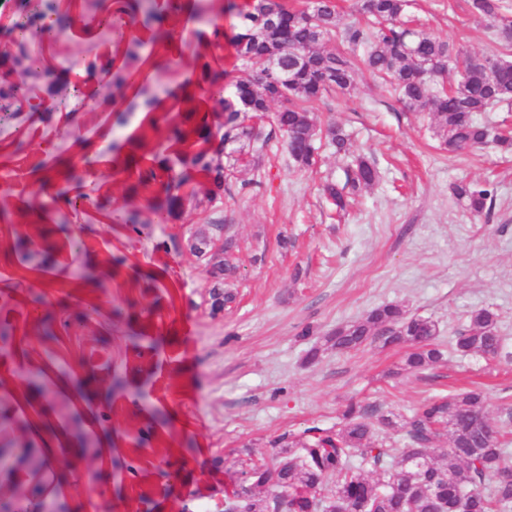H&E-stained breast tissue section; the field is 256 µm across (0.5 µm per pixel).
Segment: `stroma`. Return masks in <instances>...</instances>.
Segmentation results:
<instances>
[{
	"label": "stroma",
	"mask_w": 512,
	"mask_h": 512,
	"mask_svg": "<svg viewBox=\"0 0 512 512\" xmlns=\"http://www.w3.org/2000/svg\"><path fill=\"white\" fill-rule=\"evenodd\" d=\"M249 0H224L220 45L205 47L204 26L167 12V35L130 24L102 26L110 0H59L71 25L53 39H29L38 75L16 77L23 107L0 121V441L15 453L56 446L58 432L82 429L87 445L76 470L0 476V497L21 490L73 498L89 512H224L239 455L271 457L282 437L336 425L349 403L404 418L425 400L474 385L485 414L501 425L512 407V150L495 142L448 154L429 113L404 109L368 72L348 93L316 107L321 123L341 126L378 180L335 214L322 193L343 184L347 158L319 137L315 163L298 167L283 140L255 167L224 184L213 203L179 217L152 211V190L118 162L129 136L148 129L156 152L172 155L175 108L116 122L123 102L96 58L121 60L131 36L153 68L135 75L159 99L207 51L240 75L233 37ZM43 0L0 6V53L15 48V21ZM410 12L462 51L485 55L497 44L471 0H411ZM91 141L87 153L79 143ZM483 186L491 210L471 212L454 184ZM223 220L237 243L234 303L210 315L214 279L188 238ZM139 223L131 231L130 223ZM397 304L436 322L442 364L404 373L406 345L372 343L339 353L325 347L336 327ZM499 316L496 358L462 357L451 344L468 314ZM315 363H306L311 348ZM41 371L31 386V371ZM92 378L78 396L74 387Z\"/></svg>",
	"instance_id": "35a3bbf8"
}]
</instances>
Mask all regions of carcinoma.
Wrapping results in <instances>:
<instances>
[{"instance_id": "obj_1", "label": "carcinoma", "mask_w": 512, "mask_h": 512, "mask_svg": "<svg viewBox=\"0 0 512 512\" xmlns=\"http://www.w3.org/2000/svg\"><path fill=\"white\" fill-rule=\"evenodd\" d=\"M131 22L152 29L159 22L155 0H117ZM196 0H170L174 13L188 12L210 28L209 42L224 39L222 27L206 17L207 8H194ZM406 0H358L363 20L345 24L334 0H314L294 9L277 0H251L240 13L239 32L234 46L242 74L232 96L215 97L203 106L196 93L186 96L181 119L170 130V139L182 148L176 161L166 158L161 168L135 165L136 185L148 188L160 184L161 200L156 211L171 215L184 207L181 190L187 176L173 174L174 164L194 168L213 177L216 190H224L223 147L238 143L243 162L248 155L258 159L268 142L285 138L289 155L301 166L313 163L317 151V118L313 104L334 90L349 89L356 73V60L341 51H328L325 43L336 39L355 51L364 49L362 65L390 88L409 110L431 112L434 124L448 152L484 144L489 129L475 120L478 112H488L512 103V63L504 56L512 53V22H505V0H472L473 13L497 27L501 51L492 55L463 54L453 45L414 26L405 18ZM55 15L45 23L47 13ZM70 25L69 14L55 11L34 14L15 27L40 37H51ZM142 44L132 39L123 65L112 72V84L119 90L129 84V63L139 60ZM29 60L24 43L15 51L0 54V114L14 115L15 76ZM276 63L269 73V61ZM456 62L458 79L444 87L448 64ZM197 84L224 85V70L215 68L206 56L197 55ZM281 103L276 111L271 104ZM251 112L267 120L269 131L243 125L241 114ZM223 121L214 124L212 116ZM326 137L336 154L351 153V143L343 130L330 125ZM377 171L372 163L359 158L346 172L342 186L328 184L325 193L339 210L346 197L374 184ZM453 193L468 201L476 212L486 209L488 191L478 185L459 183ZM214 233L188 240L197 256L209 253L224 231L223 221L211 224ZM236 245L224 238V258L213 264L216 279L210 291V310L217 314L233 295L224 284L235 277L238 264ZM438 328L421 316L409 317L394 304L370 310L363 318L336 328L326 338L329 347L339 351L358 349L380 341L415 346L404 362L410 373L432 367L443 359L435 344ZM502 348L498 334V314L486 308L473 311L458 331L455 350L464 355L495 357ZM400 426L404 447L391 448L376 439V425ZM446 441V462L438 464L429 449ZM281 449L273 461H256L249 453L235 462L239 484L225 495L224 512H276L279 493L288 491L286 512H512V456L506 441L497 437L484 411V395L478 389L452 393L422 403L413 414L397 423L370 406L349 405L343 420L331 428L310 427L289 439H281ZM25 461L33 471L51 467L45 455L25 453L17 457L0 448V472L10 473L16 463ZM377 475L370 480L364 474ZM267 496L257 499L253 490Z\"/></svg>"}]
</instances>
